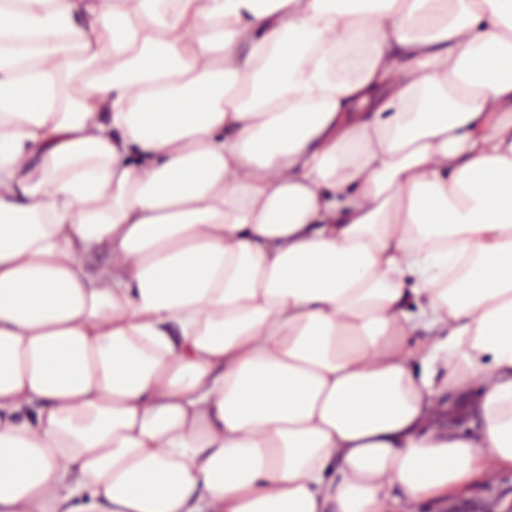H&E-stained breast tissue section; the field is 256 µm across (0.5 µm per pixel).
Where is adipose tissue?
Here are the masks:
<instances>
[{
    "instance_id": "obj_1",
    "label": "adipose tissue",
    "mask_w": 512,
    "mask_h": 512,
    "mask_svg": "<svg viewBox=\"0 0 512 512\" xmlns=\"http://www.w3.org/2000/svg\"><path fill=\"white\" fill-rule=\"evenodd\" d=\"M510 466L512 0H0V512ZM462 397L455 391H448L439 402L435 425L455 433H467L478 427L476 419L460 412Z\"/></svg>"
}]
</instances>
